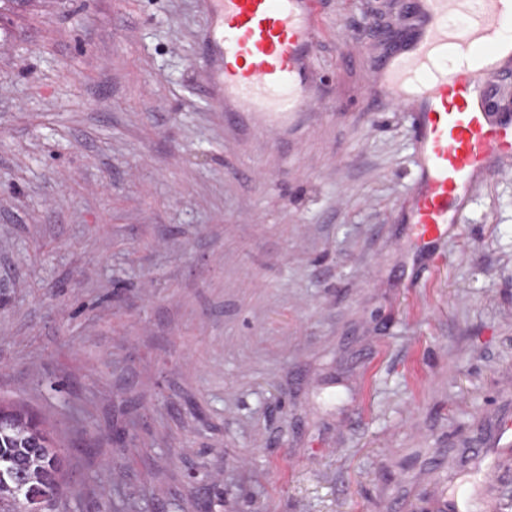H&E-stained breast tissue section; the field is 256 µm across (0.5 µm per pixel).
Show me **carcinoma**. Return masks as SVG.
<instances>
[{"instance_id": "cac0c4a2", "label": "carcinoma", "mask_w": 512, "mask_h": 512, "mask_svg": "<svg viewBox=\"0 0 512 512\" xmlns=\"http://www.w3.org/2000/svg\"><path fill=\"white\" fill-rule=\"evenodd\" d=\"M66 461L34 414L0 403V512H22L28 493L44 492L40 509L61 494Z\"/></svg>"}]
</instances>
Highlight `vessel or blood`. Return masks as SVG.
Masks as SVG:
<instances>
[{"label":"vessel or blood","mask_w":512,"mask_h":512,"mask_svg":"<svg viewBox=\"0 0 512 512\" xmlns=\"http://www.w3.org/2000/svg\"><path fill=\"white\" fill-rule=\"evenodd\" d=\"M209 93L224 112L266 131L322 107L313 53L320 0H205ZM406 29L372 71L379 102L412 113L417 159L406 221L425 245L453 231L474 191L512 161V113L490 93L512 75V0H404ZM512 452V420L473 449L485 484Z\"/></svg>","instance_id":"obj_1"}]
</instances>
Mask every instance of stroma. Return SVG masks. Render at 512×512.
<instances>
[{"mask_svg":"<svg viewBox=\"0 0 512 512\" xmlns=\"http://www.w3.org/2000/svg\"><path fill=\"white\" fill-rule=\"evenodd\" d=\"M320 111L209 97L202 0L0 12V400L57 432L47 512H436L512 417V168L431 260L398 0H321Z\"/></svg>","mask_w":512,"mask_h":512,"instance_id":"1","label":"stroma"}]
</instances>
